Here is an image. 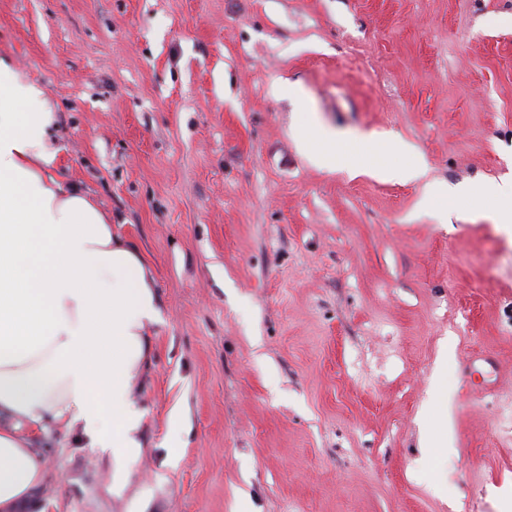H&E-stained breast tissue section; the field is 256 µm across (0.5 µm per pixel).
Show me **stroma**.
Listing matches in <instances>:
<instances>
[{
  "label": "stroma",
  "mask_w": 512,
  "mask_h": 512,
  "mask_svg": "<svg viewBox=\"0 0 512 512\" xmlns=\"http://www.w3.org/2000/svg\"><path fill=\"white\" fill-rule=\"evenodd\" d=\"M0 56L163 316L126 492L36 431L43 512H504L512 237L430 219L421 184L371 173L410 153L354 141L396 135L441 182L512 175V0H0ZM317 125L348 167L299 151Z\"/></svg>",
  "instance_id": "1"
}]
</instances>
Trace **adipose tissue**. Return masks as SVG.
I'll use <instances>...</instances> for the list:
<instances>
[{"instance_id": "obj_1", "label": "adipose tissue", "mask_w": 512, "mask_h": 512, "mask_svg": "<svg viewBox=\"0 0 512 512\" xmlns=\"http://www.w3.org/2000/svg\"><path fill=\"white\" fill-rule=\"evenodd\" d=\"M56 116L42 89L0 57V512H36L48 479L27 428L78 431L125 491L144 448L146 416L132 398L162 319L155 279L137 245L78 184L55 178ZM320 169L344 166L335 136L298 135ZM414 157L378 166L380 179L423 182L440 219L461 193L496 206L458 212L512 233V178L485 186L427 180Z\"/></svg>"}]
</instances>
